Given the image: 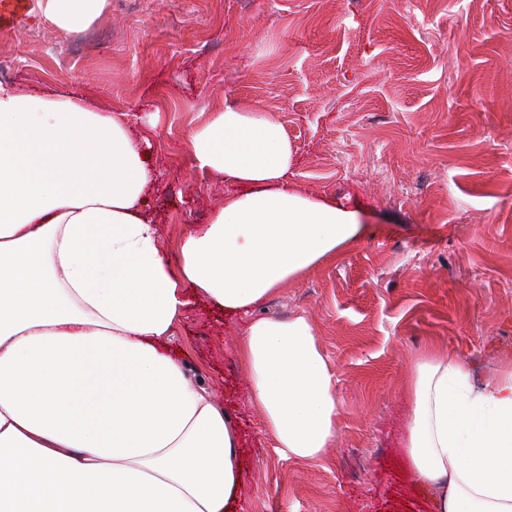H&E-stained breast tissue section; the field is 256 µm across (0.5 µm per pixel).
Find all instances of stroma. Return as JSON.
<instances>
[{
    "label": "stroma",
    "instance_id": "stroma-1",
    "mask_svg": "<svg viewBox=\"0 0 512 512\" xmlns=\"http://www.w3.org/2000/svg\"><path fill=\"white\" fill-rule=\"evenodd\" d=\"M0 82L138 112L174 263L224 197L191 164L192 129L219 102L271 113L293 183L361 210L367 236L267 304L309 319L338 378L320 461L278 460L235 355L242 321L196 299L184 313L173 348L243 435L232 512H432L404 460L417 352L480 380L512 365V0H109L73 32L34 2L0 29Z\"/></svg>",
    "mask_w": 512,
    "mask_h": 512
}]
</instances>
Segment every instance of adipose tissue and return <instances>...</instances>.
Here are the masks:
<instances>
[{
	"instance_id": "ef3b65f1",
	"label": "adipose tissue",
	"mask_w": 512,
	"mask_h": 512,
	"mask_svg": "<svg viewBox=\"0 0 512 512\" xmlns=\"http://www.w3.org/2000/svg\"><path fill=\"white\" fill-rule=\"evenodd\" d=\"M108 0H42L57 28ZM132 116L79 93L0 83V512H229L240 432L170 350L189 292L245 318L237 357L279 459L315 462L341 419L306 316L259 308L366 234L357 210L291 181L266 112L223 104L191 162L231 188L171 263L145 214L161 177ZM404 446L434 512H512V369L481 386L427 350L406 387Z\"/></svg>"
}]
</instances>
